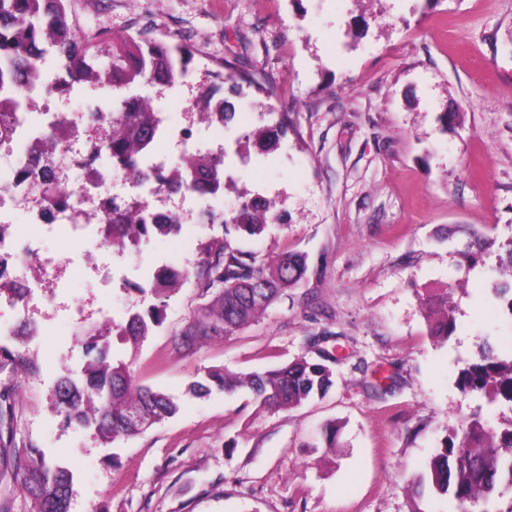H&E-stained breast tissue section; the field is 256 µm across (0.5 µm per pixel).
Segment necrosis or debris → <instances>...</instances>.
Listing matches in <instances>:
<instances>
[{
  "label": "necrosis or debris",
  "instance_id": "4bbe7bcc",
  "mask_svg": "<svg viewBox=\"0 0 512 512\" xmlns=\"http://www.w3.org/2000/svg\"><path fill=\"white\" fill-rule=\"evenodd\" d=\"M9 121L12 137L0 143V171L8 175L0 185V206L11 205L25 215L32 233L1 236L0 261L8 262L9 277L19 284L43 288L54 281L56 260L37 247L36 233L61 236L79 225L101 228L109 217L125 212L129 186L152 197L165 192L157 181L168 165L165 150L150 149L134 175L117 163L105 165L94 157L92 146L111 133V120L91 118L85 129L59 132V146L48 157L38 156L32 147L50 132V124L36 122L29 112L10 113ZM48 176L67 191L65 203H53L44 194L42 183Z\"/></svg>",
  "mask_w": 512,
  "mask_h": 512
}]
</instances>
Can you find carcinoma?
<instances>
[{"label": "carcinoma", "instance_id": "cac0c4a2", "mask_svg": "<svg viewBox=\"0 0 512 512\" xmlns=\"http://www.w3.org/2000/svg\"><path fill=\"white\" fill-rule=\"evenodd\" d=\"M74 0H0V113L6 108L29 109L26 88L35 80L53 94L70 92L85 83L112 86L111 106L98 113H112V137L94 147V155L117 161L131 173L138 171L161 126L159 107L149 98L130 92L147 83L169 86L190 71L193 55L182 44L152 36L144 28L125 34L118 41L105 30L83 32L73 10ZM55 57L63 79L47 80L40 67L42 58ZM242 76L228 74L209 93L229 90L239 95ZM223 154L196 153L191 167L195 180L221 183ZM275 215L266 205L247 198L230 216L224 217L225 233L255 236ZM181 225L145 224L133 214L114 217L104 225L105 242L125 249L154 234L179 232ZM308 271L307 258L300 252L284 251L258 258L249 251L232 247L228 240L213 239L196 266L164 267L146 285L136 289L154 295L156 303L134 313L124 324L112 328L133 348H139L164 318L165 299L181 284L193 279L208 291L220 288L215 303L204 309L183 333L182 342L221 339L233 335L258 314L278 302ZM496 292L512 295V244L499 264ZM431 335L443 340L451 335L453 309L443 300L439 314L428 313ZM85 362L82 377L59 378L54 390L57 412L68 424L92 428L104 444L139 435L148 425L173 417L177 404L166 394L140 383V369L134 361L109 360L105 337L93 328L84 332ZM333 385V373L324 364L299 356L293 361L263 372L239 374L224 367L206 370L192 382L191 390L201 396L218 389L226 395L241 390L261 409L288 411L306 400L323 396ZM460 389L485 400L486 404L512 407V354L503 355L493 346L480 347L477 358L458 376ZM22 488L30 495L33 512H69L73 474L61 466H50L37 448L14 450L3 456ZM512 490V420L500 430L487 425L482 408H477L459 440H445L440 451L425 465L422 474L409 484L412 494L431 492L454 503L451 512H512L489 509L490 502Z\"/></svg>", "mask_w": 512, "mask_h": 512}]
</instances>
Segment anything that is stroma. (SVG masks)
<instances>
[{
    "label": "stroma",
    "mask_w": 512,
    "mask_h": 512,
    "mask_svg": "<svg viewBox=\"0 0 512 512\" xmlns=\"http://www.w3.org/2000/svg\"><path fill=\"white\" fill-rule=\"evenodd\" d=\"M82 31L144 27L194 52L189 75L144 87L171 120L194 105L222 65L251 78L235 97L242 121L201 129V152L240 157L226 168L224 209L243 192L266 197L276 223L233 247L263 258L306 255L305 279L226 340L176 344L214 292L185 282L139 355L109 334V356L135 359L142 381L171 396L177 414L141 435L104 445L65 426L53 391L80 372L81 333L125 321L147 301L144 271L195 264L220 224H187L138 254L113 255V285L93 257L98 237H48L59 264L54 296L32 291L0 322L24 316L35 333L19 367L0 357V449L33 447L74 473L69 512H445L413 501L412 477L479 400L461 368L483 341L503 344L512 316L493 294L512 242V0H76ZM112 92L82 85L53 94L51 111L83 126ZM288 115L289 129L261 152L250 133ZM487 241L478 265L465 253ZM451 295L448 342L428 333L429 303ZM330 333L338 361L325 397L286 412L256 410L244 394H193L221 365L263 371L318 359L311 337ZM337 428L335 447L323 431Z\"/></svg>",
    "instance_id": "obj_1"
}]
</instances>
